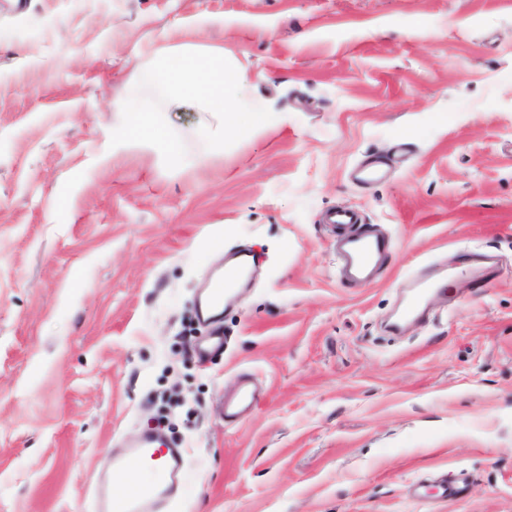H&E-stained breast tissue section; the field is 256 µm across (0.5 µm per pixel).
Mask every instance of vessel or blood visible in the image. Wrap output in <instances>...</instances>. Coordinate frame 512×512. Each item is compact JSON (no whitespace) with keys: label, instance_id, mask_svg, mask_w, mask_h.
I'll list each match as a JSON object with an SVG mask.
<instances>
[{"label":"vessel or blood","instance_id":"b4317fda","mask_svg":"<svg viewBox=\"0 0 512 512\" xmlns=\"http://www.w3.org/2000/svg\"><path fill=\"white\" fill-rule=\"evenodd\" d=\"M326 221L340 231L337 252L346 279L357 285L372 283L391 248L390 240L361 226L359 215L348 208L332 211ZM255 264L256 257L252 252H234L225 261L223 274L207 282L202 313L211 317L219 315L226 297L248 280ZM428 282L426 271H419L414 277L411 286L415 301L397 311L394 328H401L424 315L425 309L420 300L426 294ZM255 401L256 395L249 384H241L236 395L225 401L224 414L230 419L246 416ZM148 463L157 468L154 479L138 482L132 492L116 493L118 483L135 479L138 471ZM184 472L185 462L180 452L167 448L154 434L142 433L128 443L121 453L112 456L99 473L94 486V512H167L181 491Z\"/></svg>","mask_w":512,"mask_h":512}]
</instances>
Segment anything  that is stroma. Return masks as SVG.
<instances>
[{
	"label": "stroma",
	"instance_id": "1",
	"mask_svg": "<svg viewBox=\"0 0 512 512\" xmlns=\"http://www.w3.org/2000/svg\"><path fill=\"white\" fill-rule=\"evenodd\" d=\"M172 51L224 54L273 119L202 157L165 104L173 170L111 146ZM339 206L391 241L374 283L339 273ZM237 246L260 264L202 358ZM427 265L428 320L390 334ZM142 431L186 454L171 512H512V0H0V512H93ZM256 401V395L245 380L231 400H224V414L229 419H237L248 415Z\"/></svg>",
	"mask_w": 512,
	"mask_h": 512
}]
</instances>
